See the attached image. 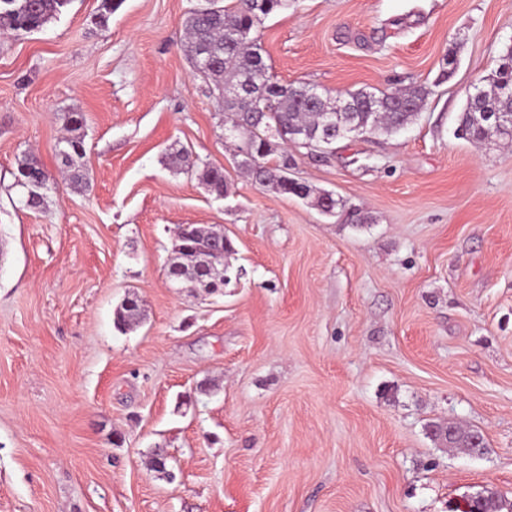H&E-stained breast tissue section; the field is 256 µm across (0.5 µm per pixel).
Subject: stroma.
Masks as SVG:
<instances>
[{
  "instance_id": "obj_1",
  "label": "stroma",
  "mask_w": 512,
  "mask_h": 512,
  "mask_svg": "<svg viewBox=\"0 0 512 512\" xmlns=\"http://www.w3.org/2000/svg\"><path fill=\"white\" fill-rule=\"evenodd\" d=\"M195 3L123 0L104 20L69 0L39 31L0 26V512H457L485 491L512 512V145L456 134L512 44V0H291L267 18L274 81L429 90L397 133L289 148L307 199L238 169L183 48ZM72 112L86 182L28 208L18 165L57 174ZM182 149L223 168L226 195L172 164ZM184 224L234 247L215 293L167 277ZM129 297L143 317L121 332ZM451 422L481 455L432 435Z\"/></svg>"
}]
</instances>
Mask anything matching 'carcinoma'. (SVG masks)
Here are the masks:
<instances>
[{
    "label": "carcinoma",
    "mask_w": 512,
    "mask_h": 512,
    "mask_svg": "<svg viewBox=\"0 0 512 512\" xmlns=\"http://www.w3.org/2000/svg\"><path fill=\"white\" fill-rule=\"evenodd\" d=\"M69 0H0V19L19 35L41 30L55 18ZM288 8V0H233L230 5H219L213 0V10L191 9L186 18L185 51L191 65L201 59L209 61L202 76L211 80L219 97L224 100V123L229 137L239 144V150L250 149L251 158L241 161L240 167L256 176L262 185L283 194L306 198L308 186L288 177V152L271 159L275 149L264 136L284 129L288 136L299 141H316L328 125L336 127V137L354 127L364 133L398 131L408 124L423 105L429 91L422 85L399 90L388 96L377 97L358 91L348 94L344 102L350 111L336 109L328 97L320 96L313 103L305 97V85L280 84L271 81L268 66L255 36L257 28L270 15ZM481 95L469 99L458 116V130L476 141L491 138L488 125L480 119L479 112L500 111L512 106L503 93V84L512 83V45L506 47L498 69L481 79ZM86 119L74 113L67 120V135L61 139L62 173L65 179L80 185L86 179L83 158V136ZM174 162L190 171L197 172L206 191L217 197L224 196L226 183L224 169L198 164L186 151L174 156ZM39 176L52 180L37 158L28 156L22 160L16 175V185L29 191L31 182ZM204 249H212L229 255L232 244L224 238L201 227L189 226L178 235L175 244L176 257L169 268L172 281L192 284L204 293H214L224 287L227 280L226 265L216 264L219 272L199 260ZM142 317L141 306L135 299H128L115 312L117 329L127 331L136 326ZM433 435L444 442L472 450L477 433L448 425V435L440 426Z\"/></svg>",
    "instance_id": "carcinoma-1"
}]
</instances>
